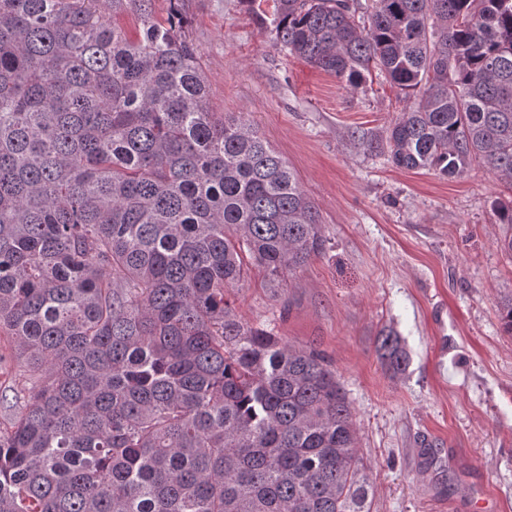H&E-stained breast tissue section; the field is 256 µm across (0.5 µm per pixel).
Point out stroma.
Masks as SVG:
<instances>
[{
	"instance_id": "stroma-1",
	"label": "stroma",
	"mask_w": 512,
	"mask_h": 512,
	"mask_svg": "<svg viewBox=\"0 0 512 512\" xmlns=\"http://www.w3.org/2000/svg\"><path fill=\"white\" fill-rule=\"evenodd\" d=\"M213 111L243 112L296 170L323 252L280 283L250 267L230 290L243 322L328 358L352 404L372 512H512V254L480 165L457 178L395 168L351 132L400 111L383 78L350 90L273 41L274 0H180ZM394 327L405 374L375 351Z\"/></svg>"
}]
</instances>
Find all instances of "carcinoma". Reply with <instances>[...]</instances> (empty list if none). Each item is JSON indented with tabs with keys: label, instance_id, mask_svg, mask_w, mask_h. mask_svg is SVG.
Wrapping results in <instances>:
<instances>
[{
	"label": "carcinoma",
	"instance_id": "1",
	"mask_svg": "<svg viewBox=\"0 0 512 512\" xmlns=\"http://www.w3.org/2000/svg\"><path fill=\"white\" fill-rule=\"evenodd\" d=\"M152 2L0 0V369L25 373L0 387V512H370L336 372L226 299L320 254L317 210ZM275 4L284 49L400 90L365 150L512 188V0ZM376 350L405 373L394 330Z\"/></svg>",
	"mask_w": 512,
	"mask_h": 512
}]
</instances>
